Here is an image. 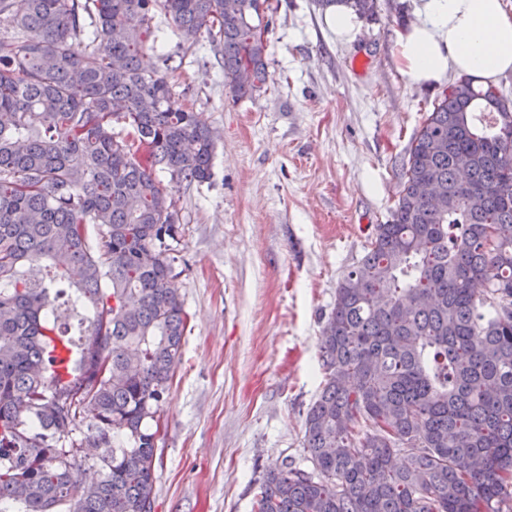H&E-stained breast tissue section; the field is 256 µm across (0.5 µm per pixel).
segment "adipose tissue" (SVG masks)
<instances>
[{
    "mask_svg": "<svg viewBox=\"0 0 512 512\" xmlns=\"http://www.w3.org/2000/svg\"><path fill=\"white\" fill-rule=\"evenodd\" d=\"M419 22L399 29L392 57L410 85L467 76L489 85L512 71V12L503 0H414Z\"/></svg>",
    "mask_w": 512,
    "mask_h": 512,
    "instance_id": "adipose-tissue-1",
    "label": "adipose tissue"
}]
</instances>
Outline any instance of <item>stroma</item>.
<instances>
[{
  "instance_id": "obj_1",
  "label": "stroma",
  "mask_w": 512,
  "mask_h": 512,
  "mask_svg": "<svg viewBox=\"0 0 512 512\" xmlns=\"http://www.w3.org/2000/svg\"><path fill=\"white\" fill-rule=\"evenodd\" d=\"M404 12H397V4ZM324 0H267L269 78L234 99L222 46L166 41L167 76L215 136L213 176L173 195L172 285L188 315L160 411L153 512H253L269 466H305L304 418L321 389L319 344L336 287L398 197V165L444 85L409 86L394 33L413 0H377L337 42Z\"/></svg>"
}]
</instances>
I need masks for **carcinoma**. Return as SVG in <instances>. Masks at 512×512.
<instances>
[{
  "label": "carcinoma",
  "mask_w": 512,
  "mask_h": 512,
  "mask_svg": "<svg viewBox=\"0 0 512 512\" xmlns=\"http://www.w3.org/2000/svg\"><path fill=\"white\" fill-rule=\"evenodd\" d=\"M264 2L0 0V512H152L149 422L187 325L172 188L210 181L215 144L140 59L162 12L182 47L223 43L233 96L252 98L268 78ZM400 179L322 326L311 468H268L255 512L512 502V111L450 83Z\"/></svg>",
  "instance_id": "cac0c4a2"
}]
</instances>
